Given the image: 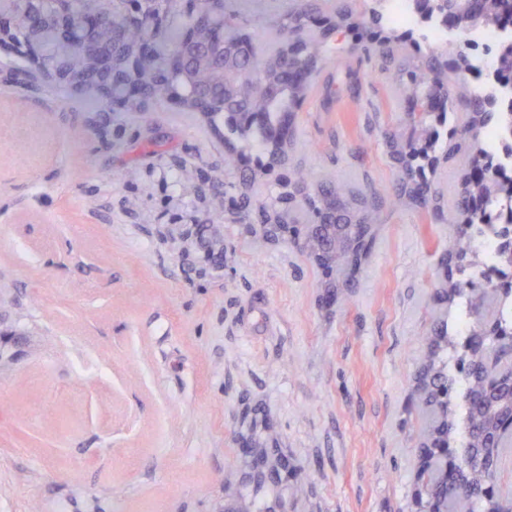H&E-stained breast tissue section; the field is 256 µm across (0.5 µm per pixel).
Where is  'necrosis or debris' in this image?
Instances as JSON below:
<instances>
[{"label":"necrosis or debris","mask_w":512,"mask_h":512,"mask_svg":"<svg viewBox=\"0 0 512 512\" xmlns=\"http://www.w3.org/2000/svg\"><path fill=\"white\" fill-rule=\"evenodd\" d=\"M376 7L387 23L412 31L425 44L467 54L471 72L481 77L478 92L491 97L500 114L499 121L486 132L487 152L499 173H512V88L492 79L499 48L512 42V27L474 24L451 30L440 15H421L416 0H378ZM511 211L512 203L501 202L492 207L487 223L473 227L476 261L466 274L469 287H495L501 274L512 271L501 249L505 235L512 230L507 222Z\"/></svg>","instance_id":"1"}]
</instances>
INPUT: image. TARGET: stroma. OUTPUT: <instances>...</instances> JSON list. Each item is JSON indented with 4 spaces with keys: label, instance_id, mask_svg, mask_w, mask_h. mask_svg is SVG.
<instances>
[{
    "label": "stroma",
    "instance_id": "1",
    "mask_svg": "<svg viewBox=\"0 0 512 512\" xmlns=\"http://www.w3.org/2000/svg\"><path fill=\"white\" fill-rule=\"evenodd\" d=\"M297 114L291 165L387 197L396 115L376 55L332 52ZM0 50V283L27 335L0 376V512H411L421 423L413 391L452 227L385 205L354 286L324 298L321 268L265 242L234 199L267 202L288 171H224V133L167 99L145 114L14 84ZM201 171L185 192L182 166ZM231 198L224 266L184 260L172 224ZM288 459L263 489L252 439Z\"/></svg>",
    "mask_w": 512,
    "mask_h": 512
}]
</instances>
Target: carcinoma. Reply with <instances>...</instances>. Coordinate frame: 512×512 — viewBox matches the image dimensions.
Returning <instances> with one entry per match:
<instances>
[{
  "label": "carcinoma",
  "mask_w": 512,
  "mask_h": 512,
  "mask_svg": "<svg viewBox=\"0 0 512 512\" xmlns=\"http://www.w3.org/2000/svg\"><path fill=\"white\" fill-rule=\"evenodd\" d=\"M56 0H43V37L48 56L63 64L73 75L94 81L100 75L102 53L112 49L115 31L123 30L122 47L132 52L144 44L152 50L142 53L135 81L143 97L131 102L130 109H145L144 99L177 96L184 104L183 111H196L194 99L189 97L194 82L214 87L205 116L213 125L224 126V141L236 137L253 143L260 142L264 152L256 158L255 166L242 168V152L228 150L224 155V169L239 171L250 180L257 181L267 175L282 159L283 147L291 142L296 112L307 100L311 79L326 60L328 37L320 32L318 22L324 18L336 21L330 34L347 31L346 23L356 20L362 31L360 42L373 49L381 63L383 79L394 85L399 104L403 108L414 106L419 114L414 116L413 133L403 143H398V129H390L385 139L391 140V157L401 168L397 178L392 203L402 204L414 199L427 209L434 223L448 221L463 224L448 243V251L460 258L459 274L470 265L473 253L470 228L484 224L487 207L501 199L512 200V178L496 172L489 155L475 144L457 141L454 134L459 127L468 125L473 112L484 113L481 125L494 122L496 113L487 100L477 97L467 86L452 81L456 72L469 68L468 59L458 54L453 70L442 60L437 49L423 46L414 36L401 34L388 36L387 26L376 5L365 0H288L283 11L272 25V33L262 38L257 31H245L235 22L234 0H68L62 9L55 7ZM438 12L449 23L464 16L471 23L501 24L500 0H421ZM0 6L9 8L18 17L19 25H28L30 4L26 0H0ZM94 12L101 21L99 40L102 52L98 53L77 45L63 32L75 15ZM226 34L228 41L246 33L251 41L248 55L238 64L241 78L235 80L224 74L221 67L203 68L197 79L166 68L167 55L185 44L187 32L195 33L196 42L210 40L216 29ZM407 41L417 45L420 56L404 52ZM512 73V44L503 47L497 57L495 75ZM277 84V94L269 91L270 84ZM235 93L245 104L262 114L259 124L246 127L231 112L224 111V94ZM442 94L439 110L423 109L428 99ZM451 125L449 136L441 140L439 127ZM443 154L455 164L458 193L448 212L440 211L436 201L441 199L439 188L425 175V163L431 154ZM485 165V180H472L471 171ZM290 182L301 188V198L288 200L286 207L270 208L244 196L239 208L251 223L266 225L267 239L276 240L291 234L298 245L313 252L316 234L313 226L331 210L340 213L342 222L332 233L322 237V255L316 258L328 277L326 287L348 288L351 277L348 271L349 243L363 236V226L377 223L380 199L356 186L342 181H328L316 192L310 190V173L297 166L292 170ZM463 279L448 284V292L465 299V310L481 328L475 329L468 341L479 344V337L493 334L512 336V326L505 327L500 317L501 292L484 290L481 296H467ZM431 356L445 357L440 369L428 376L427 391L418 400L417 413L425 433L445 426L438 421V411L448 406V336L447 327L438 330ZM512 348L493 346L483 350L477 371L465 372V391L458 395L465 408L467 424L466 447L472 456L465 463L466 477L460 483L445 485L440 482L443 461L436 470L423 477L428 500L422 508L438 507L440 512H484L482 503L467 502L462 486L471 482L474 469L486 482L495 480L505 449L512 447V432L503 429L512 415Z\"/></svg>",
  "instance_id": "cac0c4a2"
}]
</instances>
